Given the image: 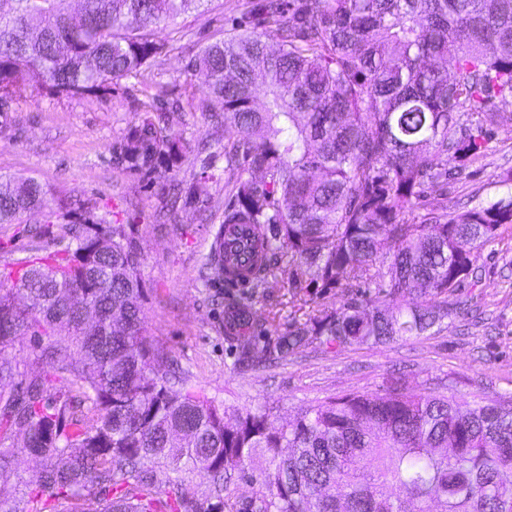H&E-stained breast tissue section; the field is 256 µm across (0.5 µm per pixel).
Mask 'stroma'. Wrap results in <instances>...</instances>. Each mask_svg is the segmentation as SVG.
<instances>
[{
  "label": "stroma",
  "instance_id": "1",
  "mask_svg": "<svg viewBox=\"0 0 512 512\" xmlns=\"http://www.w3.org/2000/svg\"><path fill=\"white\" fill-rule=\"evenodd\" d=\"M249 9L248 0H204L198 10L154 26L153 37L166 51L143 80L123 79L83 95L39 89L0 112V176L36 177L51 200L49 210L0 224V274L32 256L35 244L52 246L51 237L32 238L31 228L83 216L134 225L146 290L145 334L168 352L164 369L224 406L230 420L236 412L268 407L281 423L326 398L379 393L392 376L411 390L460 402L512 397V224L476 255L475 274L460 291L470 315H449L424 335L337 351L310 347L265 369L247 366L225 341L218 301L225 288L204 282L206 257L224 214V161L216 156L223 131L206 113H165L163 121L186 155L180 168H159L147 184L114 169L112 152L140 112L146 86H173L186 99L203 97L201 80L185 70L189 58L232 33ZM493 132L486 155L449 182V210L464 211L501 194L498 177L512 169V125L495 123ZM210 157L214 176L205 179L203 161ZM194 179L209 200L208 211L183 210L178 223H162L173 202L171 186Z\"/></svg>",
  "mask_w": 512,
  "mask_h": 512
}]
</instances>
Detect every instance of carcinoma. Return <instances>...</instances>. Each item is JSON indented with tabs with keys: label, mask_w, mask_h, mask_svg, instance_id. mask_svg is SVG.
Here are the masks:
<instances>
[{
	"label": "carcinoma",
	"mask_w": 512,
	"mask_h": 512,
	"mask_svg": "<svg viewBox=\"0 0 512 512\" xmlns=\"http://www.w3.org/2000/svg\"><path fill=\"white\" fill-rule=\"evenodd\" d=\"M202 2L0 0V101L142 77L165 51L153 26ZM186 68L237 131L206 269L210 282L248 281L225 298L224 339L254 369L424 334L512 224V192L461 212L439 202L448 176L488 151L486 121L512 120V0H257L251 26ZM147 98L112 165L149 180L185 146L151 116L182 100L162 87ZM178 194L209 204L194 185ZM49 205L33 177L0 181V224ZM240 224L250 263L217 259ZM55 238L67 246L0 281V485L21 487L17 500L0 493V512H512V399L463 405L392 378L382 395L325 399L279 425L263 410L228 425L224 407L156 366L134 225L61 224ZM283 273L304 306L303 290L320 289L316 305L258 331L248 300ZM23 332L38 337L35 372L3 357ZM22 429L26 443L4 447ZM18 452L39 463L35 480ZM195 472L209 485L189 498ZM237 480L252 495L224 502Z\"/></svg>",
	"instance_id": "carcinoma-1"
}]
</instances>
